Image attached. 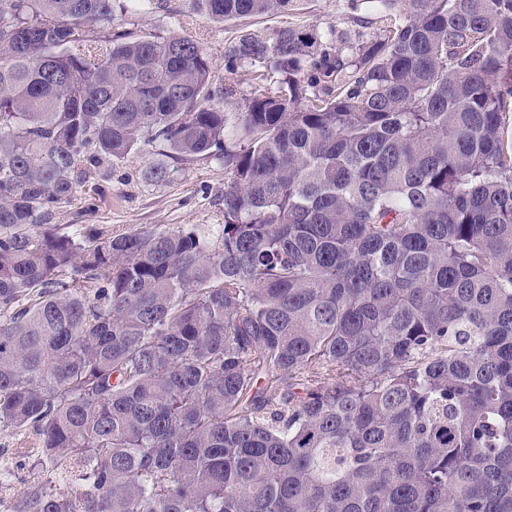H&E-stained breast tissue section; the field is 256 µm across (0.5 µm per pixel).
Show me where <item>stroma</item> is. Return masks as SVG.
<instances>
[{
	"label": "stroma",
	"mask_w": 512,
	"mask_h": 512,
	"mask_svg": "<svg viewBox=\"0 0 512 512\" xmlns=\"http://www.w3.org/2000/svg\"><path fill=\"white\" fill-rule=\"evenodd\" d=\"M167 9L149 5L136 13L116 15L114 27L141 36H188L203 45L222 85L232 87L234 98L245 102L256 85L254 65L234 72L224 69V56L241 32L269 39L277 30L336 29L374 39L388 9L383 0H299L295 10L262 17L216 23L197 13L189 0H167ZM156 145L106 164L92 181L57 204L52 221L67 232L83 235L121 234L131 230L172 228L199 224L217 229L224 221L225 171L214 160H170L167 181L153 182L143 175L150 162L160 159Z\"/></svg>",
	"instance_id": "1"
}]
</instances>
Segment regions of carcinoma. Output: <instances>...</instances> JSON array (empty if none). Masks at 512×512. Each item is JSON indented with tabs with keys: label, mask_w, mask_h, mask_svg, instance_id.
I'll use <instances>...</instances> for the list:
<instances>
[{
	"label": "carcinoma",
	"mask_w": 512,
	"mask_h": 512,
	"mask_svg": "<svg viewBox=\"0 0 512 512\" xmlns=\"http://www.w3.org/2000/svg\"><path fill=\"white\" fill-rule=\"evenodd\" d=\"M117 0H0V428L12 512H512V0H383L375 40L244 31L239 112ZM299 0H190L214 22ZM155 143L224 223L61 234ZM34 439L31 435L15 433L11 430L0 431V451L12 452L15 456V461L19 460L18 451L20 448H32ZM31 479V472L28 468L19 470L16 477L11 478L8 482L0 488V497L7 503L14 502L19 499L28 487L27 481ZM27 480V481H24Z\"/></svg>",
	"instance_id": "carcinoma-1"
}]
</instances>
